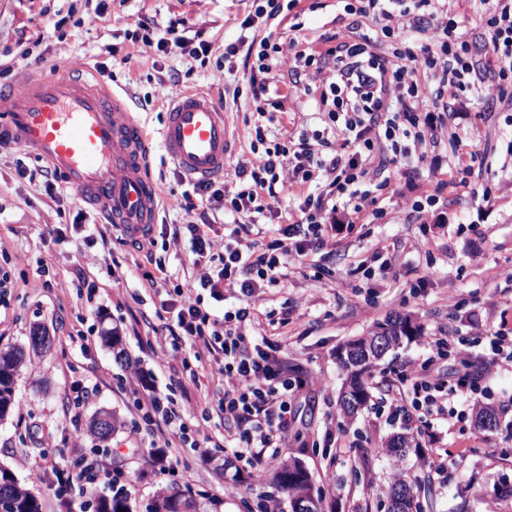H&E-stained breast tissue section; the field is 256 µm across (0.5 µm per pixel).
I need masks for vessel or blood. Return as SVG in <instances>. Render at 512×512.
Masks as SVG:
<instances>
[{
  "mask_svg": "<svg viewBox=\"0 0 512 512\" xmlns=\"http://www.w3.org/2000/svg\"><path fill=\"white\" fill-rule=\"evenodd\" d=\"M233 136L222 106L202 92L172 96L161 147L193 179L223 175ZM46 160L63 182L133 236L156 223L163 195L145 132L101 78L66 70L16 86L0 106V146Z\"/></svg>",
  "mask_w": 512,
  "mask_h": 512,
  "instance_id": "1",
  "label": "vessel or blood"
}]
</instances>
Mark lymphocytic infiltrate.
Returning <instances> with one entry per match:
<instances>
[{
	"instance_id": "1",
	"label": "lymphocytic infiltrate",
	"mask_w": 512,
	"mask_h": 512,
	"mask_svg": "<svg viewBox=\"0 0 512 512\" xmlns=\"http://www.w3.org/2000/svg\"><path fill=\"white\" fill-rule=\"evenodd\" d=\"M467 4V11L451 12L442 0H350L345 13L367 19L373 30L351 39L338 37L335 47L317 59L318 66H332L335 72L333 81L320 86L325 129L292 133L268 147L261 123L266 112L258 110L259 121L250 131L252 141L265 147L258 167L240 165L231 177L191 182L182 194L181 208L191 221L185 231H173L171 241L174 247H188L192 265L209 258L212 271L200 273L194 287L170 285L162 266L142 274L144 287L169 285L175 295L159 336L174 343L195 337L196 358L216 365L224 381L219 410L238 429L233 455L239 459L244 449H255L253 479H261L270 463L260 449L279 447L286 435L290 405L303 381L251 344L245 332L249 308L219 317L194 290L206 289L220 302L234 290L250 295L278 284L290 257L305 255L336 234L337 218L374 223L385 213L383 200L396 195L402 184L416 192L410 216H429L444 189L419 190L421 149L441 138L459 142L448 116L475 102L491 100L500 111L512 112V0ZM471 24L477 29L473 36L467 31ZM272 50L266 38L244 50L236 44L227 47L229 55L242 52L251 59L248 83L257 102L267 92L263 75L270 69ZM374 169L384 174L376 183L370 178ZM283 185L300 203L279 214L278 236L265 244L252 236L256 218L266 211L265 199L276 197ZM217 199L239 220L223 253L213 255L209 210ZM405 379L419 423L432 416L453 423L460 416L455 400L469 398L477 388L470 372L451 391L425 367L410 368ZM142 408L165 448L187 442L189 426L176 407L153 398Z\"/></svg>"
}]
</instances>
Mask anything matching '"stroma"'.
Listing matches in <instances>:
<instances>
[{
    "label": "stroma",
    "mask_w": 512,
    "mask_h": 512,
    "mask_svg": "<svg viewBox=\"0 0 512 512\" xmlns=\"http://www.w3.org/2000/svg\"><path fill=\"white\" fill-rule=\"evenodd\" d=\"M251 5L252 0H112L105 21L72 25L60 36L49 25L50 12L73 9L82 17L94 10L96 0H0V90L57 65L111 73L112 89L126 99L155 144L153 174L167 187L153 228L155 256L178 282L197 271L168 245L174 225L188 220L179 207L183 178L157 147L170 96L196 89L216 93L238 133L225 175L240 164L258 165L260 155L252 151L249 135L257 104L246 85L242 55L225 57L224 48L241 36L268 37L279 48L269 75L275 90L260 104L276 116L267 126L268 140L325 126L318 91L296 80L297 56L335 46V35L345 26L341 0H299L294 16L259 19L245 30L241 23ZM173 19L184 20L195 41L209 44L205 61L126 39L141 22L165 26ZM34 44L40 59H22L23 50ZM454 124L469 133L478 155L471 162L469 186L454 189L441 214L409 221L396 203L385 202L383 220L344 229L335 241L291 261L281 286L249 297L233 292L213 305L219 313L250 308L253 320L246 333L252 343H266L272 358L304 379L294 405L296 420L277 458L304 463L322 494L324 512H384L393 471L381 447L390 435L411 431L388 403L401 398L403 374L426 361L437 338L467 349L478 372L494 356L497 332L512 330V187L499 186L503 165L512 163L506 153L512 124L487 106L460 113ZM22 166L27 175H19ZM43 167L23 148H0V278L5 281L0 348L28 346L38 327L51 337L49 351L32 357L20 375L15 406L0 420V465L32 487L43 512H75L79 506L94 512V493L59 492L55 473H76L96 460L114 469L113 485L124 488L132 512H146L155 491L167 486L218 499L219 512H262L264 497L273 492L270 483L252 484L243 460L217 469L223 449H181L176 468L154 463L161 447L140 401L170 400L198 421L200 434L215 435L224 430L212 413L224 383L214 367L193 360L190 347H182L178 358L166 356L154 329L164 321L161 304L167 294L141 287L142 254L111 225H89L94 210ZM458 168V151L441 142L420 164L419 182L434 189L456 177ZM485 187L497 192L489 208L472 195ZM379 243L390 247L396 266L364 276L359 266ZM428 258L438 276L421 288L418 270ZM61 281L66 289H58ZM398 315L409 316L420 336L381 360L369 379L367 406L355 417L340 415L344 373L337 347ZM109 329L119 331L126 361H116L104 345L102 333ZM133 368L146 375V385H129ZM470 402L493 406L497 427L479 428L470 414L454 427L437 422L414 433L421 453L409 455L404 465L421 486L424 512H512V498L493 493L494 486H512V373L490 371ZM100 408L124 423L105 443L87 434ZM77 433L85 446L80 453L71 447ZM37 471L43 475L38 483Z\"/></svg>",
    "instance_id": "stroma-1"
}]
</instances>
